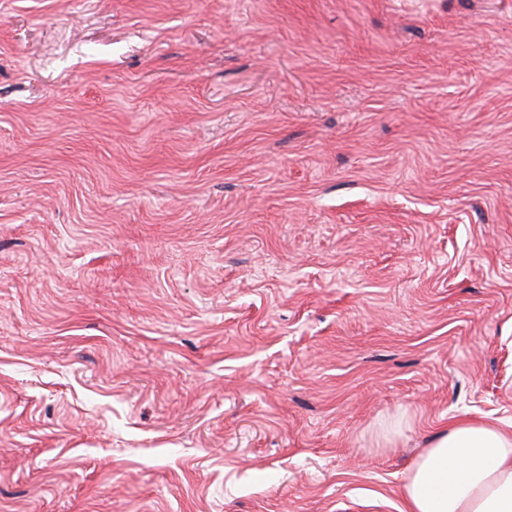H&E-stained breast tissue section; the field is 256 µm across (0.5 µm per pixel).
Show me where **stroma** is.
<instances>
[{
  "instance_id": "obj_1",
  "label": "stroma",
  "mask_w": 512,
  "mask_h": 512,
  "mask_svg": "<svg viewBox=\"0 0 512 512\" xmlns=\"http://www.w3.org/2000/svg\"><path fill=\"white\" fill-rule=\"evenodd\" d=\"M512 426V0H0V512H399Z\"/></svg>"
}]
</instances>
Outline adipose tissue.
Wrapping results in <instances>:
<instances>
[{
    "label": "adipose tissue",
    "instance_id": "1",
    "mask_svg": "<svg viewBox=\"0 0 512 512\" xmlns=\"http://www.w3.org/2000/svg\"><path fill=\"white\" fill-rule=\"evenodd\" d=\"M400 512H512V432L458 417L413 460Z\"/></svg>",
    "mask_w": 512,
    "mask_h": 512
}]
</instances>
